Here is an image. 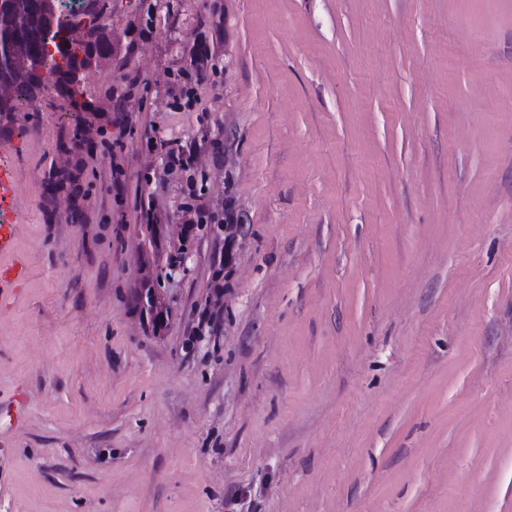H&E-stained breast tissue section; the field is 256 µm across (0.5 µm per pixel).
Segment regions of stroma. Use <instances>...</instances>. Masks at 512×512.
<instances>
[{
  "instance_id": "stroma-1",
  "label": "stroma",
  "mask_w": 512,
  "mask_h": 512,
  "mask_svg": "<svg viewBox=\"0 0 512 512\" xmlns=\"http://www.w3.org/2000/svg\"><path fill=\"white\" fill-rule=\"evenodd\" d=\"M97 6L16 104L0 512H512V0ZM64 26L70 28L82 27L88 31V40H84L78 45H73L74 51L80 50L85 46V52L90 58H94V63L107 60L112 55V31L109 29L108 24L102 27L94 28L103 22L99 19L98 15L93 9H86L85 12L79 17L65 21ZM94 28V29H92ZM191 199L194 203H187L183 207V224H235L234 217L231 211L224 214L213 211L210 205L203 201L201 195L191 194ZM227 217V222L225 221ZM210 220L212 223H207Z\"/></svg>"
}]
</instances>
